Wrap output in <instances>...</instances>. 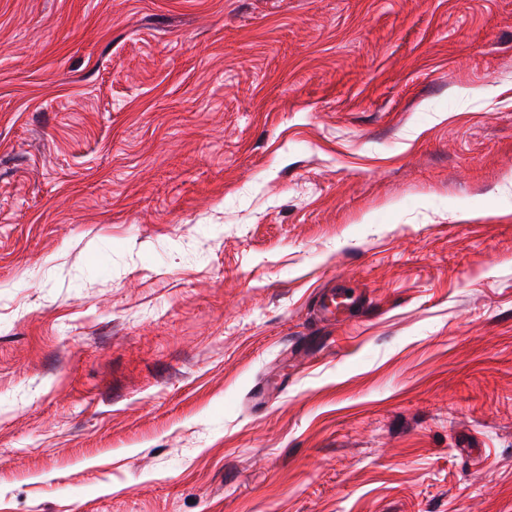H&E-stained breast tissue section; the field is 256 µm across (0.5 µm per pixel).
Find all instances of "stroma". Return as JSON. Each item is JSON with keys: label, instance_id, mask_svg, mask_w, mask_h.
Listing matches in <instances>:
<instances>
[{"label": "stroma", "instance_id": "1", "mask_svg": "<svg viewBox=\"0 0 512 512\" xmlns=\"http://www.w3.org/2000/svg\"><path fill=\"white\" fill-rule=\"evenodd\" d=\"M0 512H512V0H0ZM358 298L351 288H336V283L321 289L315 301L317 318L322 322L336 323L351 315Z\"/></svg>", "mask_w": 512, "mask_h": 512}]
</instances>
